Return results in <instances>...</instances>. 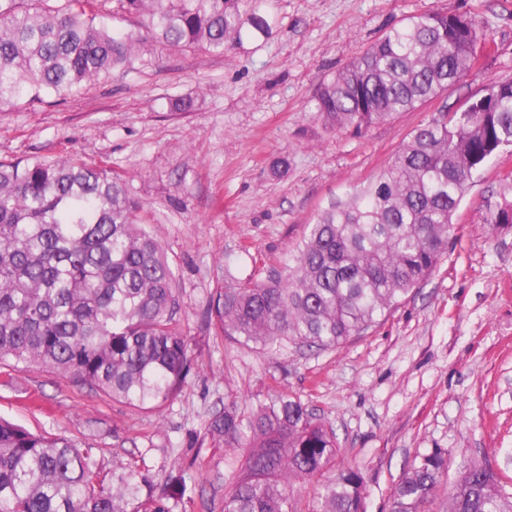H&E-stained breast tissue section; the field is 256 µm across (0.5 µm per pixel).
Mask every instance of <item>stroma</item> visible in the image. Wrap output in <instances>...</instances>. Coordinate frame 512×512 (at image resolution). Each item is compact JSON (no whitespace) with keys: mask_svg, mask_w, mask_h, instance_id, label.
I'll list each match as a JSON object with an SVG mask.
<instances>
[{"mask_svg":"<svg viewBox=\"0 0 512 512\" xmlns=\"http://www.w3.org/2000/svg\"><path fill=\"white\" fill-rule=\"evenodd\" d=\"M269 11L271 35L228 54L159 48L76 96L0 112V158L71 157L127 177L175 272L199 364L156 409L36 365L0 367V415L99 448L106 472L115 460L143 458L158 492L169 472L183 471L197 492L174 512H224V443L206 435L209 419L229 402L248 409L285 391L332 426L337 464L363 471L367 512H388L404 470L436 448L447 451L448 471L429 512H443L472 462L505 477L512 497V229L480 222L486 201L500 199L512 154L471 184L433 275L344 345L273 358L202 320L217 289L266 279L320 207L367 184L433 113L512 79V0H270ZM424 11L482 21L486 37L464 82L364 135L327 128L316 109L322 84ZM185 96L191 108L172 111Z\"/></svg>","mask_w":512,"mask_h":512,"instance_id":"stroma-1","label":"stroma"}]
</instances>
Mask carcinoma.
I'll list each match as a JSON object with an SVG mask.
<instances>
[{
  "instance_id": "carcinoma-1",
  "label": "carcinoma",
  "mask_w": 512,
  "mask_h": 512,
  "mask_svg": "<svg viewBox=\"0 0 512 512\" xmlns=\"http://www.w3.org/2000/svg\"><path fill=\"white\" fill-rule=\"evenodd\" d=\"M0 0V112L63 99L160 46L222 55L272 32L267 0ZM481 24L426 11L386 31L316 98L331 128L361 134L463 81ZM469 112H436L366 185L321 209L267 279L210 298L216 334L277 354L288 345L345 344L384 320L448 252L459 204L484 165L512 149V80L489 83ZM512 182L482 223L512 229ZM126 176L105 165L41 157L0 160V365L37 364L136 408L171 401L198 370L180 328L176 276ZM206 434L232 461L224 512H367L366 478L335 468L336 434L280 392L250 411L226 407ZM446 452L416 458L390 512H426ZM316 480L304 503L300 486ZM138 461L0 417V512H173L189 492L144 491ZM447 512H512L500 476L478 464L448 491Z\"/></svg>"
}]
</instances>
